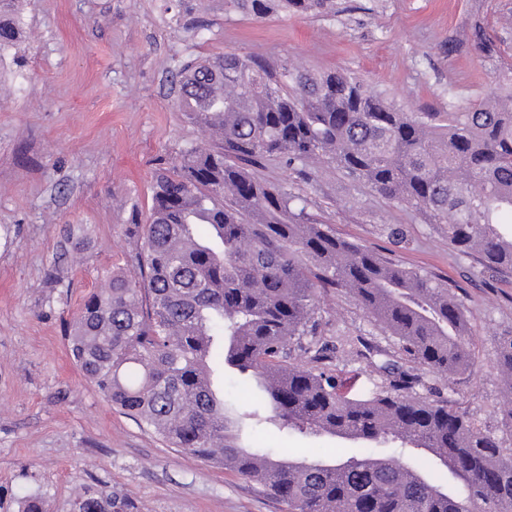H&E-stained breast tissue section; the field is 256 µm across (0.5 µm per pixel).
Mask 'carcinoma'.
Instances as JSON below:
<instances>
[{
    "mask_svg": "<svg viewBox=\"0 0 512 512\" xmlns=\"http://www.w3.org/2000/svg\"><path fill=\"white\" fill-rule=\"evenodd\" d=\"M254 18L334 16L337 0H224ZM24 42L22 0H0V54ZM471 46L497 61L500 40L474 26ZM224 94L210 89L215 63ZM495 106L403 112L343 71L271 66L252 55L179 67L177 108L203 141L154 175L146 223L133 218L126 268L84 302L71 332L75 365L99 393L173 448L216 464L286 512H512V453L447 396L391 388L356 395L346 378L292 361L301 336H321L319 293L341 288L398 342L403 360L448 378L470 370L474 341L462 300L435 277L314 222L306 196L255 176L269 162L308 174L326 163L418 212L512 278V65L497 66ZM227 366L254 385L280 427L369 451L307 459L242 445L224 398L203 371ZM501 427L512 431V333L498 338ZM397 444L399 455L370 448ZM70 512H141L118 490L87 489Z\"/></svg>",
    "mask_w": 512,
    "mask_h": 512,
    "instance_id": "carcinoma-1",
    "label": "carcinoma"
}]
</instances>
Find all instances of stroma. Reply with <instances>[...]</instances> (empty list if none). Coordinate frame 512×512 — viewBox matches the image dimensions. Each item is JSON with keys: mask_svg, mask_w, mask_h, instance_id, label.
<instances>
[{"mask_svg": "<svg viewBox=\"0 0 512 512\" xmlns=\"http://www.w3.org/2000/svg\"><path fill=\"white\" fill-rule=\"evenodd\" d=\"M23 66L6 79L0 109V512L27 494L56 512L81 489L120 490L142 512H281L250 483L167 445L110 406L73 363L68 330L106 271L135 243L124 230L147 218L157 168L201 142L175 106L180 62L258 54L318 71L345 70L407 112H454L487 99L493 75L471 46L481 23L507 31L512 0H348L333 16L262 19L222 0H25ZM458 50L448 54L449 43ZM262 177L305 195L336 234L444 280L463 300L476 339L470 371L428 376L481 425L500 429L497 338L512 331V279L482 274L410 208L318 164L307 179L274 163ZM405 229L393 246L382 225ZM316 320L328 341L351 340L333 370L358 392L388 389L369 359L400 360L395 338L345 291L321 293ZM244 443L293 458L333 452L338 440L248 424Z\"/></svg>", "mask_w": 512, "mask_h": 512, "instance_id": "1", "label": "stroma"}]
</instances>
